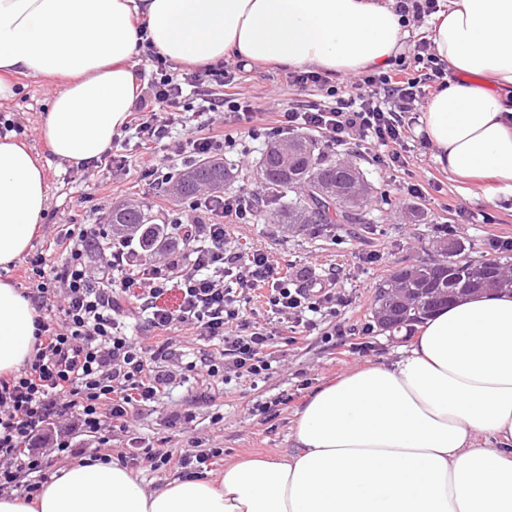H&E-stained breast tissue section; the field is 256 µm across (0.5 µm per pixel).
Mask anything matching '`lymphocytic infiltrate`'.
Here are the masks:
<instances>
[{"label":"lymphocytic infiltrate","instance_id":"lymphocytic-infiltrate-1","mask_svg":"<svg viewBox=\"0 0 512 512\" xmlns=\"http://www.w3.org/2000/svg\"><path fill=\"white\" fill-rule=\"evenodd\" d=\"M151 64L130 120L126 139L152 152L181 138L185 162L223 154L224 141L208 135L225 117L240 136L274 138L292 131L321 137L343 150L351 141L374 146L377 164L401 166L411 139L409 114L419 111L431 90L448 84L449 71L427 40L412 57H399L389 69L366 73L349 84L333 83L314 71H294L288 81L313 85L326 98L280 110L274 126L256 125L257 111L231 94L236 68L218 61L201 70L173 71L165 56L147 48ZM253 197L241 192L209 195L168 225L161 259L144 258L136 248L112 240L107 224H70L55 238L65 255L47 268V255L25 259L35 321L34 354L17 373L0 376V494L32 498L57 462L90 458L111 462L114 432H128L138 407L156 402L177 373L206 386L224 381L225 371L258 382L268 377L273 359L270 334L245 317L239 288L265 287L273 313L286 316L290 331L304 335L331 319L328 336L344 335L335 319L343 304L332 288L309 281L289 287L277 264L260 250L242 254L225 243V221L249 223ZM180 286L176 307L159 305L171 283ZM133 300L154 340L143 344L125 330L124 300ZM219 342L224 362H179L163 335L181 325ZM96 447H87V440ZM220 448L186 449L180 454L150 445L122 453L124 464L172 465L182 477L196 478L223 456Z\"/></svg>","mask_w":512,"mask_h":512}]
</instances>
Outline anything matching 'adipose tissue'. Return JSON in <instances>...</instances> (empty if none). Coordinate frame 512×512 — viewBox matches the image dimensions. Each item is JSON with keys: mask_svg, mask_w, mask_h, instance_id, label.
<instances>
[{"mask_svg": "<svg viewBox=\"0 0 512 512\" xmlns=\"http://www.w3.org/2000/svg\"><path fill=\"white\" fill-rule=\"evenodd\" d=\"M407 36L393 0H0V100L11 76L62 82L40 131L59 163L99 158L139 94L146 45L204 67L225 58L340 75L384 70ZM430 40L458 80L417 131L449 174L512 191V0H448ZM39 160L0 138V271L31 248L48 207ZM36 310L0 278V375L34 348ZM292 454L226 465L160 489L115 463L61 469L0 512H512V293L468 295L419 327L387 366L320 388Z\"/></svg>", "mask_w": 512, "mask_h": 512, "instance_id": "adipose-tissue-1", "label": "adipose tissue"}]
</instances>
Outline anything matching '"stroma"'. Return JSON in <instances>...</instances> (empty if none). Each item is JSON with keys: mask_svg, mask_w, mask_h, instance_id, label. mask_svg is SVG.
Listing matches in <instances>:
<instances>
[{"mask_svg": "<svg viewBox=\"0 0 512 512\" xmlns=\"http://www.w3.org/2000/svg\"><path fill=\"white\" fill-rule=\"evenodd\" d=\"M15 84L14 96L0 101V115L22 126L19 139L43 161L49 189L47 212L33 249H40L65 222L103 223L118 201L142 202L158 224L186 211V204L174 203L143 177L145 169L156 164L182 171L183 161L175 148L154 154L127 151L125 166L108 172L57 164L51 161L40 135V123L58 83L24 75L16 77ZM234 91L267 114L324 97L317 87L290 85L287 69L274 66L246 67L239 73ZM265 149L263 140L237 137L224 151L225 162L241 164L244 172L243 178L232 180L229 193L245 190L262 203L251 223L227 226L228 245L244 253L256 249L266 252L290 279L333 285L347 302L338 324L358 333L367 349L355 350L340 337L326 339L318 330L299 344H286L288 325L269 311L264 290L244 291L241 302L247 314L273 333L269 350L275 365L269 378L255 386L235 377L208 392L194 380L182 381L169 398L140 408L131 419L129 432L114 433L111 446L115 451L126 450L134 436L176 452L194 446L220 448L228 463L287 455L293 446L291 434L298 415L316 390L357 368L390 364L399 350L411 343L412 332L393 338L376 323L372 303L379 283L399 267L430 260L428 245L436 240L442 225H455L456 238L470 246L476 258H498L493 238H512V195L499 196L491 204L485 202L478 189H465L460 180L449 175L436 162L430 147L408 150L406 166L384 167L374 162L373 149L353 143L341 152L328 151L327 156L356 165L372 184L375 194L366 208L364 223L337 225L331 237L311 225L286 230L275 217L280 200L268 196L256 174ZM414 184L421 189L416 198L407 193ZM460 207L467 211V220H459L456 210ZM415 212L420 215L416 222L411 219ZM281 395L288 396V403L275 418L265 419L258 404ZM184 408L196 415L188 430L168 426V414Z\"/></svg>", "mask_w": 512, "mask_h": 512, "instance_id": "stroma-1", "label": "stroma"}]
</instances>
